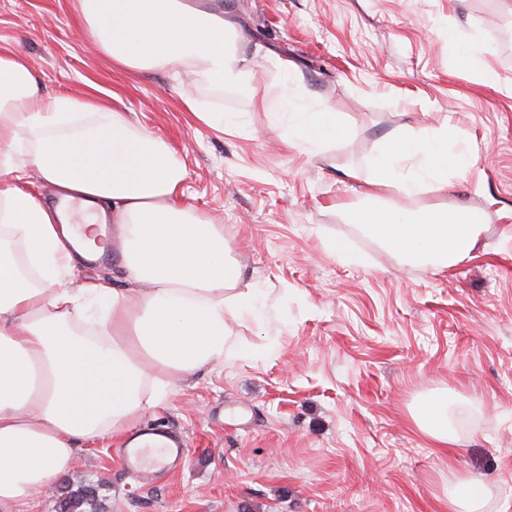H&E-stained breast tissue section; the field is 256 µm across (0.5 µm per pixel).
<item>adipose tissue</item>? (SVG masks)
Returning <instances> with one entry per match:
<instances>
[{
	"label": "adipose tissue",
	"mask_w": 512,
	"mask_h": 512,
	"mask_svg": "<svg viewBox=\"0 0 512 512\" xmlns=\"http://www.w3.org/2000/svg\"><path fill=\"white\" fill-rule=\"evenodd\" d=\"M93 50L128 71L169 70L221 87L250 60L236 24L184 0H75ZM277 122L291 145L318 149L342 135L336 113L283 94ZM36 135L25 146L21 130ZM472 155L447 133L393 138L372 159L368 186L412 196L443 192ZM35 171L56 191L46 205L21 185ZM186 169L163 140L136 130L99 96H47L20 58L0 52V512H30L67 473L77 440L122 438L175 380L241 356L230 321L258 318L260 289L222 233L190 216ZM356 223L406 259L446 269L467 258L487 224L479 210L435 207L415 216L367 207ZM113 222L128 287L104 277L57 287L87 257L92 224ZM435 448L458 439L447 393L415 404Z\"/></svg>",
	"instance_id": "obj_1"
}]
</instances>
